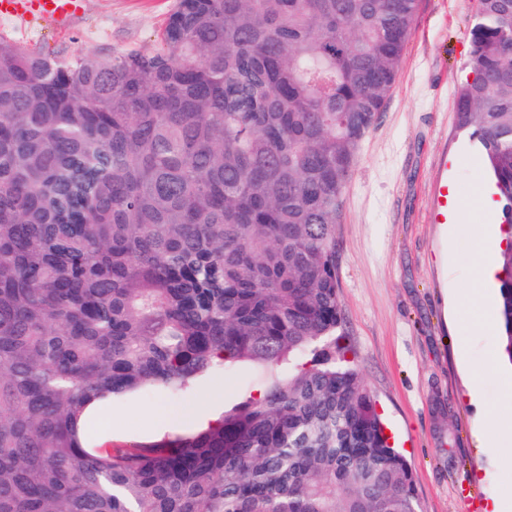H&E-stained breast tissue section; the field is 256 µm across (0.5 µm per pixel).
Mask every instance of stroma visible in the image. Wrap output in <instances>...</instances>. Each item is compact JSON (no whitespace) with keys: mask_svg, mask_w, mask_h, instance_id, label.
Here are the masks:
<instances>
[{"mask_svg":"<svg viewBox=\"0 0 512 512\" xmlns=\"http://www.w3.org/2000/svg\"><path fill=\"white\" fill-rule=\"evenodd\" d=\"M175 0H83L69 32L32 19L0 18V36L65 58L153 47ZM478 0H419L399 76L365 136L336 228L346 349L406 456L420 512H512V451L486 445L492 422L512 421V366L499 365L469 398L468 366L483 364L495 334L463 307L473 279L474 235L499 226L477 209L456 224L447 193L465 200L490 177L478 146L456 124L468 75ZM270 368L242 362L199 378L191 399L134 393L105 408L98 443L115 446L186 435L258 396Z\"/></svg>","mask_w":512,"mask_h":512,"instance_id":"1","label":"stroma"}]
</instances>
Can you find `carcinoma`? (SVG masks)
<instances>
[{
    "mask_svg": "<svg viewBox=\"0 0 512 512\" xmlns=\"http://www.w3.org/2000/svg\"><path fill=\"white\" fill-rule=\"evenodd\" d=\"M418 0H177L153 49L0 39V512H417L345 352L336 226ZM458 129L512 235V0ZM496 336L512 364V244ZM281 367L207 429L103 447L98 405Z\"/></svg>",
    "mask_w": 512,
    "mask_h": 512,
    "instance_id": "1",
    "label": "carcinoma"
}]
</instances>
